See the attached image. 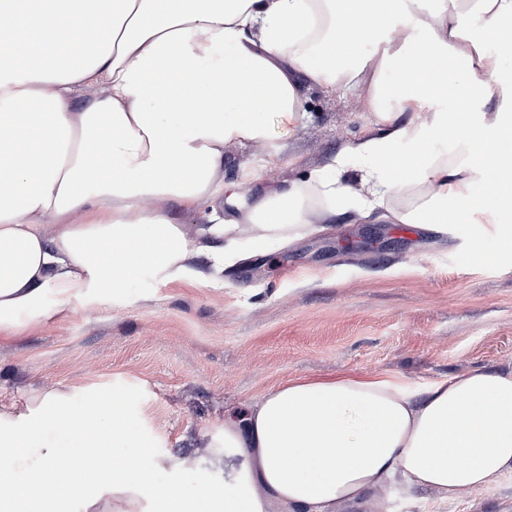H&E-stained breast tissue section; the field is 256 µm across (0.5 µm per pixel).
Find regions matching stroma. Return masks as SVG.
Masks as SVG:
<instances>
[{"label": "stroma", "instance_id": "obj_1", "mask_svg": "<svg viewBox=\"0 0 512 512\" xmlns=\"http://www.w3.org/2000/svg\"><path fill=\"white\" fill-rule=\"evenodd\" d=\"M305 95L312 118L282 159L235 149L231 173L268 185L297 178L369 130L358 95L317 85ZM482 367H512V250L496 225L385 224L369 242L364 225L339 221L248 250L214 284L146 270L131 287L91 291L67 319L0 341V406L59 389L77 409L92 391H131L138 455L161 485L170 475L158 460L202 450L225 416L290 379L381 375L421 389ZM342 512H512V478L448 503L395 485Z\"/></svg>", "mask_w": 512, "mask_h": 512}]
</instances>
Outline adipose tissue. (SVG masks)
I'll return each mask as SVG.
<instances>
[{
    "label": "adipose tissue",
    "mask_w": 512,
    "mask_h": 512,
    "mask_svg": "<svg viewBox=\"0 0 512 512\" xmlns=\"http://www.w3.org/2000/svg\"><path fill=\"white\" fill-rule=\"evenodd\" d=\"M469 3L486 30L460 24ZM503 26L512 0H0V340L146 269L212 282L244 233L263 248L339 220L442 230L487 211L511 247L512 71L484 50ZM352 27L372 29V53L344 42ZM311 83L359 94L371 134L244 197L224 178L226 151L260 145L278 162L286 145L270 121L304 129ZM91 85L104 95L73 110L70 94ZM445 86L462 125L442 108ZM495 98L501 108L475 113ZM437 142L459 155L437 156ZM219 198L235 215L198 228L209 264L194 267L169 205ZM130 399L89 395L81 421L60 390L0 410V512H336L394 482L453 501L512 476V369L421 390L384 376L291 379L216 427L209 454L160 460L162 485L136 454L109 456L138 440Z\"/></svg>",
    "instance_id": "1"
}]
</instances>
